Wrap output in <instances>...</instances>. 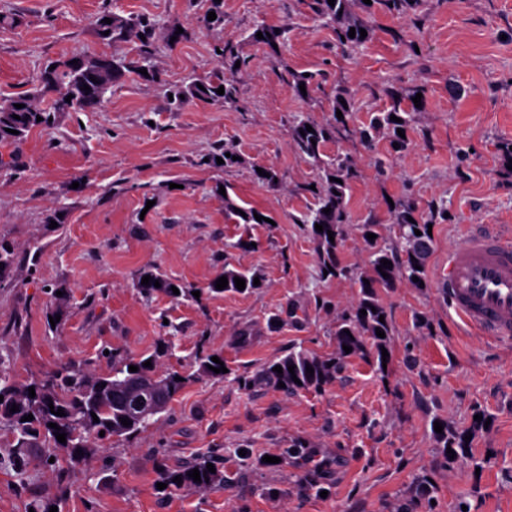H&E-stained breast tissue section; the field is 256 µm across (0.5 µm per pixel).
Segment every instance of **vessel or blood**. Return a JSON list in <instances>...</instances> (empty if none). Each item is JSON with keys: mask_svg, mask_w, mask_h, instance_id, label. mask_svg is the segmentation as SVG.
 Masks as SVG:
<instances>
[{"mask_svg": "<svg viewBox=\"0 0 512 512\" xmlns=\"http://www.w3.org/2000/svg\"><path fill=\"white\" fill-rule=\"evenodd\" d=\"M442 301L470 330L512 341V233L472 231L448 253Z\"/></svg>", "mask_w": 512, "mask_h": 512, "instance_id": "1", "label": "vessel or blood"}]
</instances>
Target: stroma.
<instances>
[{"label":"stroma","mask_w":512,"mask_h":512,"mask_svg":"<svg viewBox=\"0 0 512 512\" xmlns=\"http://www.w3.org/2000/svg\"><path fill=\"white\" fill-rule=\"evenodd\" d=\"M209 0H0V12L20 17L0 29V101L28 91L40 70L64 56L103 51L129 58L134 46H104L93 21L103 9L143 16L159 25L192 29L191 40L159 47L152 59L161 83L128 77L100 108L61 116L53 129L0 143L16 168L0 170V238L16 249L0 274V356L20 383L41 381L52 368L93 362L117 348L150 355L171 341L162 368L188 370L199 351L218 352L224 378L190 382L159 420L127 441L98 445L97 457L58 474L31 467L19 477L4 460L13 441L0 425V512H29L32 503L57 512H512V347L458 326L434 282L448 252L483 226L512 231V0H425L415 15L369 17L372 37L342 55L318 20L314 0H224V24L206 28ZM285 27L286 45L271 57L250 38L256 25ZM233 46L244 65L234 73V104L192 101L170 111L163 84H181L218 69L216 43ZM320 71L327 80L298 96L293 75ZM354 94L352 125L386 102L390 87H419L426 105L409 131L411 145L392 157L386 142L365 151L341 134L326 155L347 154L359 176L347 193L350 222L341 248L344 265L361 269L367 253L359 226L374 219L393 228L386 199L427 209L448 204L435 225L428 287L401 283L381 292L394 332L387 374L361 356L349 357L324 393L284 396L241 389L234 377L254 373L289 347L334 352L336 317L357 293L352 278L317 282L315 245L300 219L318 178L296 147L292 127L305 115L324 122L335 84ZM232 146L239 166L199 167L201 154ZM383 160L386 174L375 162ZM274 168L277 187L253 178ZM270 216L267 224H237L211 187ZM59 213L61 224L47 218ZM248 239L252 248L240 247ZM157 268L199 299L141 295V272ZM253 268L262 288L215 293L208 283L224 268ZM69 292L63 325L49 330L50 289ZM426 313L425 334L414 324ZM249 329L248 346L236 343ZM490 418L483 426L476 412ZM468 431L467 457L448 459L434 419ZM301 439L330 461L324 493L303 492L308 467L297 459L272 466L289 442ZM224 456V486L183 490L162 499L153 451L169 463L210 449ZM436 488L417 493L419 480Z\"/></svg>","instance_id":"1"}]
</instances>
